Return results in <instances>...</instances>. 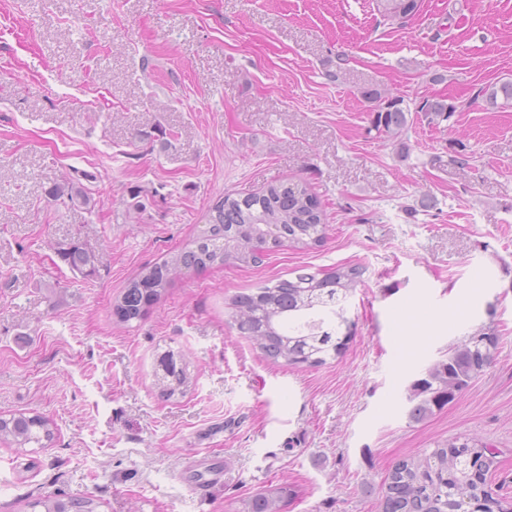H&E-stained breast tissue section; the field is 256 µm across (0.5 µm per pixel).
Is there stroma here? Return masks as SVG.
<instances>
[{"label":"stroma","instance_id":"obj_1","mask_svg":"<svg viewBox=\"0 0 512 512\" xmlns=\"http://www.w3.org/2000/svg\"><path fill=\"white\" fill-rule=\"evenodd\" d=\"M512 0H0V415L54 423L49 448L0 442V512L47 494L99 512H235L271 484L285 512H379L398 460L455 437L496 453L512 499ZM413 111L402 142L370 128L367 91ZM456 104L428 123L423 100ZM304 181L328 230L310 251L185 274L142 321L126 282L197 235L227 191ZM73 182L92 207L54 205ZM79 244L96 274L70 270ZM357 263L345 352L261 357L233 296L298 267ZM490 368L445 408L408 388L479 330ZM181 356L185 396L158 395ZM417 0H378V10L384 17L400 18L412 14L417 6ZM487 106L495 108L500 105H509L512 103V80L495 82L481 88L478 93ZM501 99L503 103H499Z\"/></svg>","mask_w":512,"mask_h":512}]
</instances>
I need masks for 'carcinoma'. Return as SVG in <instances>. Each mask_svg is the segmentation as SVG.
Masks as SVG:
<instances>
[{
  "label": "carcinoma",
  "instance_id": "obj_1",
  "mask_svg": "<svg viewBox=\"0 0 512 512\" xmlns=\"http://www.w3.org/2000/svg\"><path fill=\"white\" fill-rule=\"evenodd\" d=\"M418 0H378V10L388 18L412 14ZM367 96L379 101L371 127L379 135L399 140L408 126L409 109L399 96ZM487 106L512 103V80L495 82L478 93ZM419 111L430 121L447 120L456 106L445 101H424ZM54 201L69 206L86 199L62 183L52 191ZM327 224L318 197L305 183H270L259 191H227L208 210L201 234L181 250L145 267L124 288L114 305L122 322L140 321L165 293L172 281L189 271L213 265L258 264L271 249L288 243L298 250L320 245ZM72 269L95 272L96 257L72 243L63 251ZM362 276L356 264H340L329 271L304 266L291 278L268 280L229 303L230 324L263 357L275 364L315 367L341 354L351 336L352 323L343 303ZM496 340L488 332L469 337L448 350V356L412 383L409 419L419 422L442 409L469 382L490 366ZM157 386L169 400L184 393L188 375L182 363L160 367ZM0 440L16 448L31 443L48 447L55 440L49 420L38 415L0 416ZM496 455L474 438L456 437L439 443L420 458L401 459L389 469L382 484L380 512H469L462 497L478 499L491 492L471 479L470 464L481 461L485 470L495 467ZM291 494L286 485H270L243 499L237 512H283ZM41 512H97L92 498L42 496L30 503Z\"/></svg>",
  "mask_w": 512,
  "mask_h": 512
}]
</instances>
